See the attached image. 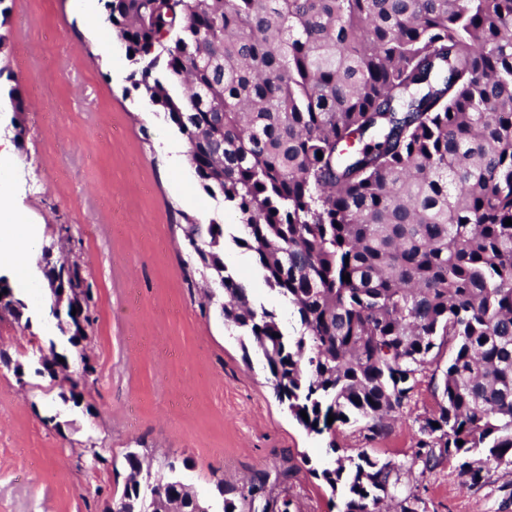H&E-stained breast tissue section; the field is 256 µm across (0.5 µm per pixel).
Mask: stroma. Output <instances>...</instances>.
Wrapping results in <instances>:
<instances>
[{
    "label": "stroma",
    "mask_w": 512,
    "mask_h": 512,
    "mask_svg": "<svg viewBox=\"0 0 512 512\" xmlns=\"http://www.w3.org/2000/svg\"><path fill=\"white\" fill-rule=\"evenodd\" d=\"M0 6V95L16 87L27 103L20 140L0 108V139L13 150L0 182L34 249L70 226L95 318L86 346L95 382L76 400L68 380L37 372L43 350L67 355L70 377L84 365L52 314L42 260L0 269L26 305L25 324L0 326V350L21 366L0 365V512H104L125 484L126 453L141 448L155 478L166 459L187 460L188 484L214 512L258 470L292 466L300 512H339L318 476L336 457L410 465L419 423L438 409L430 380L381 436L352 422L308 433L277 401L261 358L245 353L247 337L225 324L220 298L205 300L206 273L184 276L193 251L181 215L221 224L229 272L247 278L253 305L274 311L284 333L297 329L255 254L236 244V211L203 190L183 136L134 87L117 32L89 28L79 0ZM420 493L427 512H512V473L491 470L471 488L447 460Z\"/></svg>",
    "instance_id": "35a3bbf8"
}]
</instances>
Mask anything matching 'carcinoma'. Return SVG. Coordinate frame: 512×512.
<instances>
[{"label": "carcinoma", "mask_w": 512, "mask_h": 512, "mask_svg": "<svg viewBox=\"0 0 512 512\" xmlns=\"http://www.w3.org/2000/svg\"><path fill=\"white\" fill-rule=\"evenodd\" d=\"M105 7L133 52L135 87L185 137L206 192L245 226L236 242L296 312L289 337L227 272L224 225L181 215L197 263L223 286L224 321L251 338L277 400L310 433L332 429V414L375 437L432 370L440 402L419 426L421 470L336 459L320 477L341 512H383L387 500L426 512L416 488L444 460L472 487L511 468L512 0ZM9 97L20 139L25 102ZM42 260L53 294L68 291L76 347L86 332L72 310L93 323L86 269L51 244ZM3 290L0 322L19 319L25 304L1 275ZM125 460L120 512H210L181 474L187 461L144 485L142 455ZM291 473L271 483L257 472L222 512H292L277 490Z\"/></svg>", "instance_id": "1"}]
</instances>
